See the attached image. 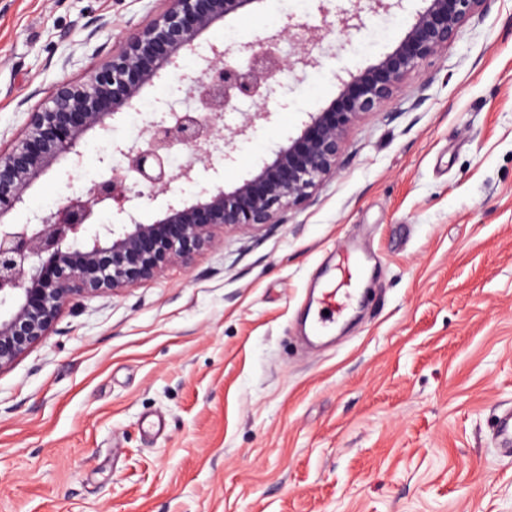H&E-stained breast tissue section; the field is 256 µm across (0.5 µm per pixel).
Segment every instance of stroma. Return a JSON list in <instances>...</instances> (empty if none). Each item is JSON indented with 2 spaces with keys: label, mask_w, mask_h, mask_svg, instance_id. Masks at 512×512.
<instances>
[{
  "label": "stroma",
  "mask_w": 512,
  "mask_h": 512,
  "mask_svg": "<svg viewBox=\"0 0 512 512\" xmlns=\"http://www.w3.org/2000/svg\"><path fill=\"white\" fill-rule=\"evenodd\" d=\"M423 0L311 48L319 66L272 84L224 165L232 188L337 75L378 62ZM257 0L197 36L272 32ZM164 0H0V147L60 83L83 82ZM173 72L145 87L86 165L37 180L27 223L85 193L111 139L137 142L157 101L199 107ZM368 279L330 342L298 324L324 264L349 242ZM512 409V0H491L448 47L348 134L335 175L280 224L218 234L187 262L109 297L87 296L0 371V512H512V455L492 439ZM160 418L161 433L144 431Z\"/></svg>",
  "instance_id": "obj_1"
}]
</instances>
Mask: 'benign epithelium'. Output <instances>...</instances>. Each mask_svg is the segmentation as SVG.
I'll return each instance as SVG.
<instances>
[{"instance_id":"7a95c632","label":"benign epithelium","mask_w":512,"mask_h":512,"mask_svg":"<svg viewBox=\"0 0 512 512\" xmlns=\"http://www.w3.org/2000/svg\"><path fill=\"white\" fill-rule=\"evenodd\" d=\"M149 25L132 28L118 51L87 81L62 83L29 113L23 134L0 149V371L9 368L52 329L60 312L86 295L110 296L186 261L217 233L280 224L292 207L309 200L336 173L348 131L381 111L405 77L448 46L460 26L487 10L490 0H424L396 48L349 79L338 78L336 102L307 113L297 137L281 144L235 187L224 188V162L232 159L236 139L247 136L255 120L271 119L259 106L243 124L224 134V113L241 98L260 100L281 73L295 65L314 66L308 44L315 40L302 18L285 16L272 33L237 44L236 50L210 45L197 73H184L185 92L199 93L203 111L166 112L146 121L142 143L111 142V156L86 193L64 196L46 214L25 224L4 218L26 203L31 186L64 160L82 165L85 138L106 133L112 119L132 109L142 90L165 72L179 68L195 52V37L230 15L251 11L256 0H166ZM294 42L296 58L279 44ZM248 57L243 67L233 53ZM186 148L191 160L179 171L171 150ZM212 173V187L190 202L172 189L177 180L193 181L195 163ZM150 193H171L163 216L153 224L140 220L138 200ZM109 212L110 223L87 234L95 208Z\"/></svg>"}]
</instances>
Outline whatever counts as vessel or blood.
<instances>
[{
	"mask_svg": "<svg viewBox=\"0 0 512 512\" xmlns=\"http://www.w3.org/2000/svg\"><path fill=\"white\" fill-rule=\"evenodd\" d=\"M361 269L360 251L355 246H348L340 254L335 273L330 274L322 286L319 304L321 314L313 317L310 324L311 336L320 338L329 335L337 318L344 316L350 307L353 296L351 285ZM492 431L502 447H512V411L496 415Z\"/></svg>",
	"mask_w": 512,
	"mask_h": 512,
	"instance_id": "b4317fda",
	"label": "vessel or blood"
}]
</instances>
